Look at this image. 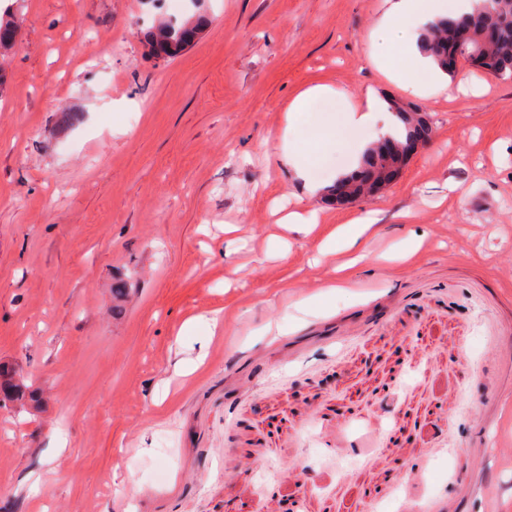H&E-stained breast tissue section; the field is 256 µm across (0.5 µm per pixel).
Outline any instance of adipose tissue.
Listing matches in <instances>:
<instances>
[{
    "instance_id": "ef3b65f1",
    "label": "adipose tissue",
    "mask_w": 512,
    "mask_h": 512,
    "mask_svg": "<svg viewBox=\"0 0 512 512\" xmlns=\"http://www.w3.org/2000/svg\"><path fill=\"white\" fill-rule=\"evenodd\" d=\"M470 8V0H394L372 38L377 57L386 67L404 77L414 87H431L452 92L429 58L412 52V22L421 15L435 16L446 11L457 14ZM336 89L327 85H314L304 89L291 102L281 137V157L291 166L308 192H316L321 183L316 177L318 167L335 150L337 141H355L365 127L374 125L379 113L387 106L378 99L369 98L359 106L337 107ZM321 103L323 114L317 122L306 121L305 116L313 103ZM303 140L307 150L295 154L293 141Z\"/></svg>"
}]
</instances>
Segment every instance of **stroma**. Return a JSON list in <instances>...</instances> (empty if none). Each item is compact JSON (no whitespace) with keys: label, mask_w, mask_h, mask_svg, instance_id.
Here are the masks:
<instances>
[{"label":"stroma","mask_w":512,"mask_h":512,"mask_svg":"<svg viewBox=\"0 0 512 512\" xmlns=\"http://www.w3.org/2000/svg\"><path fill=\"white\" fill-rule=\"evenodd\" d=\"M388 5L0 0V362L42 396L0 407V512H369L397 487L393 512H512V77L407 86L374 55ZM172 17L206 25L151 58ZM312 85L434 135L378 196L307 194L279 135ZM351 217L377 221L364 258L323 253ZM391 112L393 116L397 119L402 127V134L399 137H392L393 139L401 142H405L410 139L414 134L417 133L418 126L422 123L423 119L420 115L416 118L414 116H409L408 114H418V113H409L411 111L403 108L396 107L395 104L390 105Z\"/></svg>","instance_id":"stroma-1"}]
</instances>
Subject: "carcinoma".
I'll return each instance as SVG.
<instances>
[{
  "instance_id": "carcinoma-1",
  "label": "carcinoma",
  "mask_w": 512,
  "mask_h": 512,
  "mask_svg": "<svg viewBox=\"0 0 512 512\" xmlns=\"http://www.w3.org/2000/svg\"><path fill=\"white\" fill-rule=\"evenodd\" d=\"M459 24L472 32L466 53L473 59V65L491 74L512 75V0H475L472 10L459 18H445L426 26L418 48L444 72L448 68L439 55V43L449 40ZM197 33L198 25L169 19L153 28L149 45L157 58L169 61L177 57ZM390 109L402 127L397 140L404 142L417 133L422 118L411 116L409 110L393 104ZM26 400L37 402L36 392L17 379L13 367L0 363V402Z\"/></svg>"
}]
</instances>
